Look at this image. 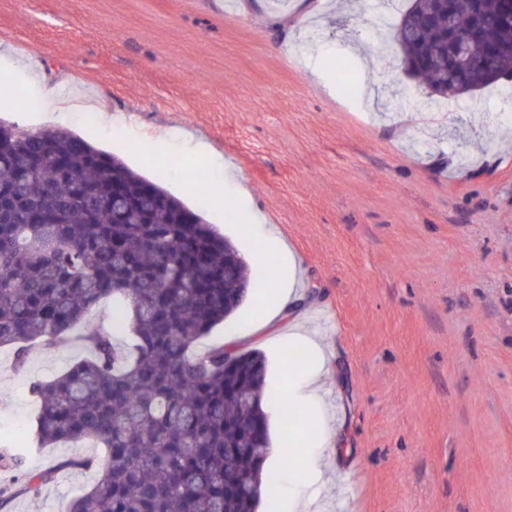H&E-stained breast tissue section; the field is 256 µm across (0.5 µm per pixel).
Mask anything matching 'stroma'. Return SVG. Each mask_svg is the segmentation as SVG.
Segmentation results:
<instances>
[{"mask_svg": "<svg viewBox=\"0 0 512 512\" xmlns=\"http://www.w3.org/2000/svg\"><path fill=\"white\" fill-rule=\"evenodd\" d=\"M0 56L27 63L0 83V119L41 128L32 77L69 81L119 124L68 128L202 210L251 282L284 273L267 236L290 251L334 429L317 452L330 483L300 490L312 512H512V98L418 108L427 92L396 44L377 49L371 0H0ZM190 156L210 189L187 196L173 162ZM287 332L250 296L200 344L259 350L284 383ZM84 354L36 345L20 371L0 348L1 442L30 433L31 384ZM85 451L31 446L26 469L57 472L10 512L89 490L95 473L67 465Z\"/></svg>", "mask_w": 512, "mask_h": 512, "instance_id": "stroma-1", "label": "stroma"}]
</instances>
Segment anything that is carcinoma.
<instances>
[{
	"mask_svg": "<svg viewBox=\"0 0 512 512\" xmlns=\"http://www.w3.org/2000/svg\"><path fill=\"white\" fill-rule=\"evenodd\" d=\"M500 0H456L467 32L498 49L495 77L470 69L448 82L416 69L430 102H457L512 79V27L492 22ZM448 19L434 0H412L392 28L407 68L445 51ZM235 245L156 181L68 129H25L0 120V348L27 364L75 337L88 354L36 380L40 447L88 441L102 453L64 467L94 470L91 488L64 512H255L270 450L261 405L266 361L257 350L196 343L229 319L248 293ZM112 303L131 340L118 343L94 312ZM26 442L0 447V512L36 498L56 469L24 470Z\"/></svg>",
	"mask_w": 512,
	"mask_h": 512,
	"instance_id": "carcinoma-1",
	"label": "carcinoma"
}]
</instances>
